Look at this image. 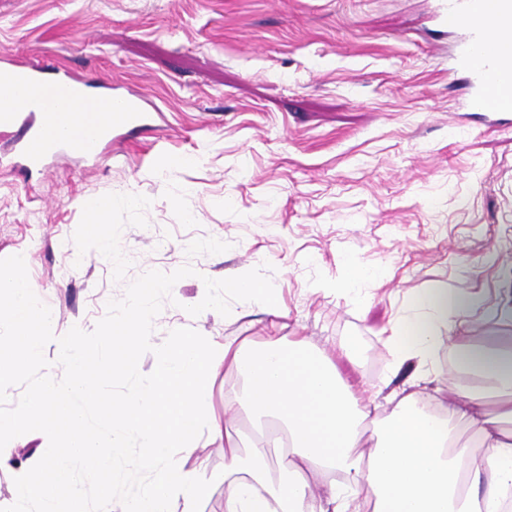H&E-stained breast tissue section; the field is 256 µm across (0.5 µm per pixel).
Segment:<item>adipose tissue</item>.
<instances>
[{"instance_id":"ef3b65f1","label":"adipose tissue","mask_w":512,"mask_h":512,"mask_svg":"<svg viewBox=\"0 0 512 512\" xmlns=\"http://www.w3.org/2000/svg\"><path fill=\"white\" fill-rule=\"evenodd\" d=\"M93 98L80 89L78 103L61 112L57 128L85 134L95 118ZM159 288L154 278L133 288L119 314L105 325L94 349L51 333L52 313L33 300L34 285L20 271H0V397L25 367L44 364L40 385L10 412L0 413V466L13 457L8 435L51 440L54 450L15 472L11 493L18 505L38 501L40 512H76L80 499L75 464L118 473L107 449L141 440V463L152 479L137 496L107 503V512H168L172 495L193 507L204 490L199 470H187L172 451L197 448L200 416L220 369L242 373L247 400L260 423L250 447H240L223 418L209 421L224 440V512H503L512 491V430L498 416H512V348L458 344L463 370L491 381L488 393L445 397L436 387L433 350L455 336L468 302L447 289L414 297L415 311L390 338L395 364L417 361L419 370L398 393L385 418L374 398L353 401L333 357L302 342L276 339L177 336L153 351L152 384L130 392L111 390L125 368L149 348L140 331ZM224 292L279 317L273 288L259 275L224 283ZM66 367L58 377L45 361L49 347ZM472 429L475 445L458 440L454 422ZM375 425L367 436V425ZM322 480L313 491L310 479Z\"/></svg>"}]
</instances>
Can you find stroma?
Returning a JSON list of instances; mask_svg holds the SVG:
<instances>
[{
  "instance_id": "obj_1",
  "label": "stroma",
  "mask_w": 512,
  "mask_h": 512,
  "mask_svg": "<svg viewBox=\"0 0 512 512\" xmlns=\"http://www.w3.org/2000/svg\"><path fill=\"white\" fill-rule=\"evenodd\" d=\"M439 0H0V51L99 92L144 93L150 130L112 141L101 159L77 151L20 177L0 133V269L24 259L54 335L80 328L94 345L145 276L163 281L142 323L152 348L117 390L153 378V348L175 336L264 341L268 317L234 298H201L257 271L285 316L282 344L327 355L378 417L416 371L391 365L387 336L410 296L431 288L477 299L465 342H512V112H472L467 77L449 74L462 33L436 21ZM131 196L108 214L107 246L85 235L86 200ZM375 274L345 288V263ZM245 378L215 377L208 412L243 444L256 432ZM0 512H16L13 473L41 439L11 435ZM113 500L147 479L141 448L116 449ZM207 489L194 512H224V442L201 432L192 453Z\"/></svg>"
}]
</instances>
